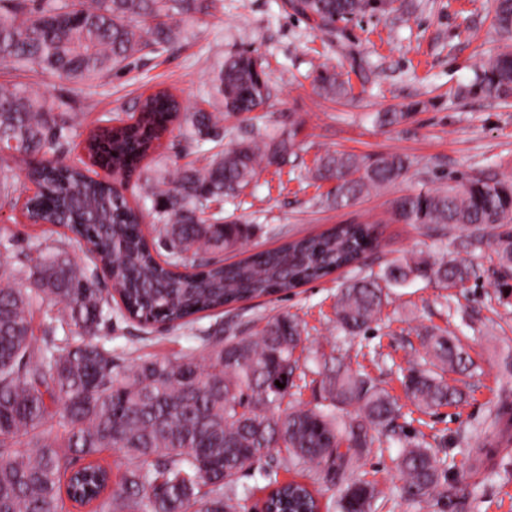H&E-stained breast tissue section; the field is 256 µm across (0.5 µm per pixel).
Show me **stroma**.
<instances>
[{"label":"stroma","instance_id":"1","mask_svg":"<svg viewBox=\"0 0 512 512\" xmlns=\"http://www.w3.org/2000/svg\"><path fill=\"white\" fill-rule=\"evenodd\" d=\"M403 2V8L340 23L328 33L284 11L282 0H217L213 16L187 29L174 50L135 56L125 68L93 83L71 84L46 75L42 89L51 101L75 103L66 154L72 161L84 156L91 131L108 118L127 117L139 100L162 88L188 109L223 111L213 79L225 57L243 51L261 56L273 89L265 124L277 129L296 118L301 148L282 169L261 167L241 206L212 203L208 219L253 227L249 238L236 251L221 252V259L233 262L335 224H374L381 245L368 258L367 270L377 272L411 256L471 261L477 276L463 286L445 289L418 279L389 289L381 322L367 337L369 344L380 345L382 355L364 364L374 382L403 405L407 399L397 370L422 363L421 333L440 328L460 339L471 365L465 372L448 373L447 380L462 400L427 417L445 442L447 498L420 509L405 503L396 447L372 448L358 461L356 473L381 491L377 512H512V434L501 438L498 453L480 471H470L467 457L474 431L490 423L496 408L512 413V368L505 364L512 355V284H501L487 249L463 252L457 233L440 237L393 215V202L401 195L433 191L461 176L512 174V102L460 95L504 40L492 26L493 0ZM325 67L348 73L352 89L347 97L319 94L313 78ZM403 109L409 115L398 124L383 126L376 120L377 113ZM334 151L399 153L412 166L395 184L338 208L326 199L330 183L314 178L317 159ZM11 165L17 204L0 209V243H10L0 246V260L16 267L26 258L49 256L65 230L28 220L27 161L19 157ZM349 278L341 272L285 295L206 312L188 331L147 329L116 314L105 341L114 361L125 366L140 358L173 359L200 346L209 333L221 329L244 335L285 311L306 326L296 354L312 368L349 348L335 316L336 295Z\"/></svg>","mask_w":512,"mask_h":512}]
</instances>
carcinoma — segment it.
Returning a JSON list of instances; mask_svg holds the SVG:
<instances>
[{
  "label": "carcinoma",
  "mask_w": 512,
  "mask_h": 512,
  "mask_svg": "<svg viewBox=\"0 0 512 512\" xmlns=\"http://www.w3.org/2000/svg\"><path fill=\"white\" fill-rule=\"evenodd\" d=\"M395 0H289V7L329 31L338 22L383 13ZM215 0H0V66L33 78L50 75L81 83L103 78L138 54H163L183 33L182 24L211 15ZM494 26L512 36V0H494ZM317 88L341 95L346 81L336 70L314 78ZM214 86L224 114L249 122L250 130L224 141L223 118L198 109L182 111L160 90L140 102L129 120L91 132L88 157L126 178L178 126L193 152L197 136L214 142L201 167L189 163L173 179L157 174L147 196L160 226L157 259L140 228L141 214L108 181L89 175L83 159L59 156L71 126L38 82L0 86V209L14 205L15 181L8 158L35 163L28 179L40 188L25 203L33 223L57 220L84 241L108 271L115 293L104 294L95 271L78 265L59 241L30 267L25 282L0 265V512H65V503L96 512H242L250 473L267 490L266 512H371L379 491L355 475L354 466L373 444L397 443L404 475L401 497L416 506L448 496L441 483L445 461L405 434L394 398L341 358L317 371L324 403L303 409L291 401L308 386L295 351L304 328L288 313L267 318L249 336L205 338L201 354L153 358L124 367L99 336L119 314L144 325L181 327L189 318L225 305L286 293L346 268L365 264L379 247L371 224H338L315 236L293 239L237 262L197 263L200 252L232 249L249 225L208 224L210 204L240 197L261 165L283 166L299 148V123L259 133L271 87L261 58L240 52L224 59ZM472 96L512 98V51L489 59L466 86ZM402 154L359 157L327 153L314 177L334 183L329 200L346 206L371 188L397 182L411 167ZM396 218L433 230L466 232L465 249L490 248L499 266L512 270V178L476 175L435 191L405 194L393 203ZM192 268L182 273L178 268ZM474 273L466 260L410 257L343 283L336 322L356 337L380 321L386 289L416 279L462 285ZM51 317L42 341L34 314ZM68 329L62 338L57 328ZM429 360L403 376L406 394L422 412L457 401L445 373L464 370L468 356L446 332L421 337ZM284 387H277V383ZM503 411L473 436L470 466L494 456ZM376 431L377 435L370 434ZM118 455L116 469L94 456ZM286 466L307 473L326 503L309 486L282 482Z\"/></svg>",
  "instance_id": "carcinoma-1"
}]
</instances>
